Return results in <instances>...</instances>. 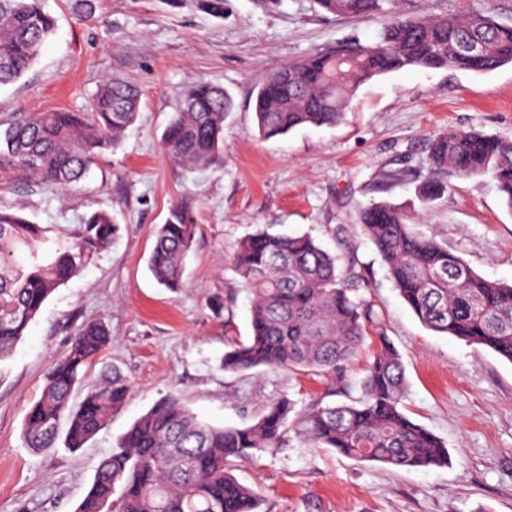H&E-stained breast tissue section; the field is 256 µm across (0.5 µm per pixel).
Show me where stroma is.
I'll return each instance as SVG.
<instances>
[{"instance_id":"obj_1","label":"stroma","mask_w":512,"mask_h":512,"mask_svg":"<svg viewBox=\"0 0 512 512\" xmlns=\"http://www.w3.org/2000/svg\"><path fill=\"white\" fill-rule=\"evenodd\" d=\"M45 0L58 29L37 63L0 87V120L23 112H80L109 77L133 83L140 112L120 146L74 187L30 180L0 154V209L67 229L110 211L118 238L95 263L57 288L12 357L0 363V512H74L101 457L158 400L174 394L215 426L251 422L283 397L296 409L321 397L359 394L368 359L359 351L342 372H224L231 342L250 334L247 294L232 263L257 225L306 233L337 252L342 227L405 367L408 415L445 441L448 463L398 470L333 451L287 447L239 463L237 479L257 489L263 512H512V362L427 329L394 288L387 266L358 225L363 208L387 200L417 230L436 234L474 270L512 282V211L491 178H444L429 207L418 199L429 177L428 143L446 130H477L512 140V64L488 73L409 69L362 84L332 126H301L267 141L258 136L254 98L280 65L316 52L376 40L379 20L324 12L317 0ZM424 17L480 11L512 25V0H399ZM223 87L234 110L224 151L189 173L164 153L161 134L184 92L198 82ZM191 197L198 233L172 293L148 271L155 231L169 207ZM105 322L111 344L86 369L112 370L130 383L126 404L83 448L35 452L23 439L44 374L76 330Z\"/></svg>"}]
</instances>
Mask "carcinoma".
<instances>
[{
  "label": "carcinoma",
  "mask_w": 512,
  "mask_h": 512,
  "mask_svg": "<svg viewBox=\"0 0 512 512\" xmlns=\"http://www.w3.org/2000/svg\"><path fill=\"white\" fill-rule=\"evenodd\" d=\"M332 14L379 17L378 40L336 53H317L274 70L258 90V134L269 140L304 125H333L357 88L407 69L484 73L512 63V26L482 12L425 18L396 10L397 0H317ZM56 31L43 0H0V86L20 79ZM480 53L475 67L467 46ZM139 92L120 78L102 82L83 112L22 114L0 128V147L34 180L70 186L95 160L115 149L139 112ZM234 102L207 82L189 88L162 135L164 152L184 169L211 165L223 152L224 119ZM428 162L458 178L488 176L512 211V141L481 131L449 130L429 143ZM445 186L419 189L428 204ZM362 234L385 262L389 277L429 330L484 347L512 362V283L477 273L448 244L415 231L407 214L388 201L361 213ZM198 231L191 202L169 208L149 258L153 278L177 293ZM35 224L18 211L0 210V362L26 335L50 295L94 262L117 237L118 224L95 211L62 232ZM304 233L259 227L243 237L233 264L250 302L251 334L224 353L226 372L308 370L325 374L374 346L360 382L361 396L339 405L314 401L297 411L289 399L267 407L241 427L214 426L167 395L136 419L98 463L87 495L74 512H262L261 498L233 474L238 462L288 446L327 449L358 461L406 470L448 465L445 442L404 412L406 378L401 358L375 304L354 293V264ZM111 341L109 328L90 321L74 333L68 352L49 368L40 398L24 419V441L34 451L64 443L77 450L121 409L128 380L114 371L81 383L82 370ZM83 384L79 401L75 386Z\"/></svg>",
  "instance_id": "1"
}]
</instances>
